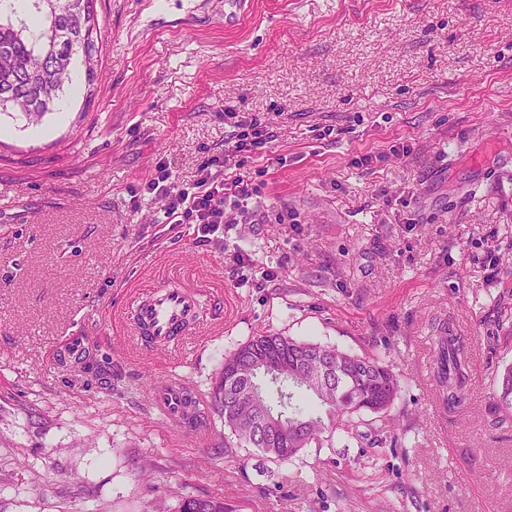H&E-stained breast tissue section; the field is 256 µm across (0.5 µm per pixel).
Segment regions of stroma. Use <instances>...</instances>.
<instances>
[{
    "mask_svg": "<svg viewBox=\"0 0 512 512\" xmlns=\"http://www.w3.org/2000/svg\"><path fill=\"white\" fill-rule=\"evenodd\" d=\"M94 95L0 115V512H512V0H97ZM276 133L260 204L295 224H158L145 192L224 158V108ZM253 268L234 269V250ZM201 297L174 346L132 336L160 285ZM468 349L442 411L429 338ZM280 333L393 364L403 446L288 462L221 448L152 404L207 393L226 352ZM187 385L173 379L164 386L157 388L153 397L154 408L164 417L180 420L182 411V390ZM179 512H226L224 500L214 497H187L182 500Z\"/></svg>",
    "mask_w": 512,
    "mask_h": 512,
    "instance_id": "obj_1",
    "label": "stroma"
}]
</instances>
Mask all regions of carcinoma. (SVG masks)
Wrapping results in <instances>:
<instances>
[{"mask_svg": "<svg viewBox=\"0 0 512 512\" xmlns=\"http://www.w3.org/2000/svg\"><path fill=\"white\" fill-rule=\"evenodd\" d=\"M22 16L14 0H0V112L36 122L54 110L73 82L81 58L87 95L98 79L100 26L96 0H27ZM434 380L446 406L467 396V353L452 326L431 337ZM497 405L512 410V366L497 377ZM393 366L377 354L359 355L279 333L250 337L230 353L215 374L208 409L236 439L288 461L334 438L361 436L363 415L379 421L401 395ZM179 512H226L224 500L187 497Z\"/></svg>", "mask_w": 512, "mask_h": 512, "instance_id": "cac0c4a2", "label": "carcinoma"}]
</instances>
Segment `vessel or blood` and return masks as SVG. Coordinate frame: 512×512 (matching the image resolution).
<instances>
[{"mask_svg":"<svg viewBox=\"0 0 512 512\" xmlns=\"http://www.w3.org/2000/svg\"><path fill=\"white\" fill-rule=\"evenodd\" d=\"M199 312L195 293L184 288L159 286L139 303L133 318L137 337H148L151 345L163 347L172 343L185 330L186 323L194 322ZM183 381L174 379L157 388L154 408L164 417L180 419Z\"/></svg>","mask_w":512,"mask_h":512,"instance_id":"vessel-or-blood-1","label":"vessel or blood"}]
</instances>
